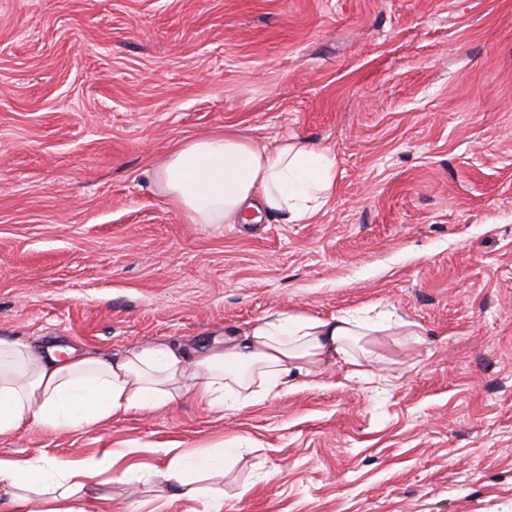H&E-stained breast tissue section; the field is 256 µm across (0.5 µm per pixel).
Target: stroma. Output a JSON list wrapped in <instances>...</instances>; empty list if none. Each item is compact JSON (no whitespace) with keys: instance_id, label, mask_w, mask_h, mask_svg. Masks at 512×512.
Listing matches in <instances>:
<instances>
[{"instance_id":"35a3bbf8","label":"stroma","mask_w":512,"mask_h":512,"mask_svg":"<svg viewBox=\"0 0 512 512\" xmlns=\"http://www.w3.org/2000/svg\"><path fill=\"white\" fill-rule=\"evenodd\" d=\"M234 127L336 157L312 222L189 224L145 176ZM375 309L332 366L224 414L169 410L0 456L127 463L223 439L224 512H512V0H0V337L189 352L278 311ZM112 512H202L100 483Z\"/></svg>"}]
</instances>
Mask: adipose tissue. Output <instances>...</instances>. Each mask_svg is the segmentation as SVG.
<instances>
[{
    "label": "adipose tissue",
    "instance_id": "ef3b65f1",
    "mask_svg": "<svg viewBox=\"0 0 512 512\" xmlns=\"http://www.w3.org/2000/svg\"><path fill=\"white\" fill-rule=\"evenodd\" d=\"M150 186L189 224H244L250 210L283 223L314 219L336 188L329 149L296 138L258 145L238 130L179 144L148 173ZM385 314L311 316L282 311L260 317L229 335L220 350L187 358L180 347L153 344L120 355L69 354L0 339V440L31 425L53 435L98 427L130 411L154 413L192 395L221 413L277 397L292 372L312 373L344 363L369 379L351 347L362 339L405 327ZM130 452L119 444L92 456L61 461L46 454L0 458V498L16 512H112V499L84 498V490ZM166 468L132 464L119 480L167 487L170 500L207 498L206 512H223L224 492L201 490L198 476L224 473V445L205 450L171 448Z\"/></svg>",
    "mask_w": 512,
    "mask_h": 512
}]
</instances>
